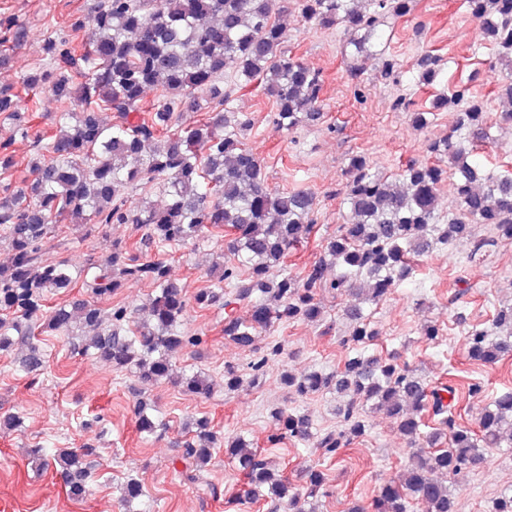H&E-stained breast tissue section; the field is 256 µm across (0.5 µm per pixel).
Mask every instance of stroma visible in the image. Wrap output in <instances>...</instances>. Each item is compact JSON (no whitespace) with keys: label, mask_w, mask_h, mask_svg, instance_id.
I'll return each instance as SVG.
<instances>
[{"label":"stroma","mask_w":512,"mask_h":512,"mask_svg":"<svg viewBox=\"0 0 512 512\" xmlns=\"http://www.w3.org/2000/svg\"><path fill=\"white\" fill-rule=\"evenodd\" d=\"M93 0H0V11L18 17L27 28L25 40L8 48L0 66V83L20 79L45 68L42 50L48 36L84 42L86 32L73 31L74 18L85 15ZM384 40L370 47V59L355 71L353 49L342 27L314 28L300 16L288 21L287 49L320 71L324 81L321 118L293 132L279 131L273 121L275 105L261 85L239 88L225 76L229 98L225 110L245 114L250 124L239 139L261 161L272 190L307 191L317 199L315 229L304 247L288 261L297 274L318 259L324 240L346 223L342 203L344 172L352 155L370 158L387 175H396L405 164L425 159L427 140L445 136L452 113L435 112L431 124L415 129L414 110L429 109L435 94L454 85L467 86L484 100L493 143L476 155L478 164L497 172L512 170V125L501 122L497 112L498 88L504 70L485 40L476 39L463 0H415L410 15L387 17ZM425 51L438 54L444 63L436 85L424 86L413 73L416 57ZM391 74H384L385 63ZM74 225L63 224L49 240L50 255L83 265L88 256L107 254L113 240L134 243L141 233L129 224H114L93 232L84 245L73 246ZM221 249L167 247L162 251L173 280L186 295L211 283L209 270ZM325 310L322 323H286L264 332L258 348L276 342L279 356L271 359L259 384L244 382L235 392L224 391V368L246 369L256 351L238 347L224 335L226 310L190 307L186 327L202 343L180 355V368L198 370L216 384L213 395L197 398L182 388L162 382L140 386L111 365L72 353L66 338L43 337L45 367L36 374L22 371L12 355L0 354V413L20 414L23 426L0 433V512H126L120 487L128 478L139 479L144 495L142 512H268L265 501H237V469L223 449H215L208 467L214 492L183 481L173 463L181 455L187 419L207 416L218 435H242L262 448L267 459L298 479L308 468L322 470L330 480V494L318 512H348L370 503L386 481L397 479L408 460V444L396 426L381 413L367 412L366 435L326 459L310 444L284 440L272 445L271 409H308L317 430L339 424L338 401L330 394L302 400L282 384L283 371L330 372L341 367L349 354L343 343L345 308L350 299L320 291ZM512 301V242H501L481 254L471 244L432 251L422 257L410 278L377 304H364L382 331L374 354L396 356L399 363L416 369L424 383L478 382L485 397L512 390V356L494 365H482L467 356V332L488 324L500 304ZM435 324L439 338L431 342L421 334L424 324ZM144 389L166 425L162 435L142 438L136 430V389ZM96 447L97 467L84 500L76 502L55 469L36 470L27 451L32 447L54 453L59 448ZM512 484V449L489 448L483 463L460 475L455 485L456 512H490L500 488Z\"/></svg>","instance_id":"1"}]
</instances>
